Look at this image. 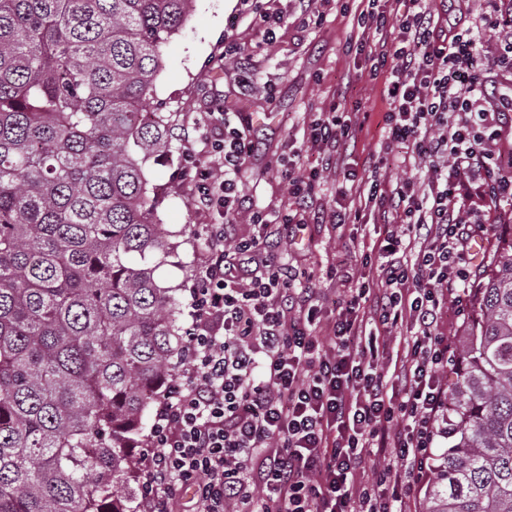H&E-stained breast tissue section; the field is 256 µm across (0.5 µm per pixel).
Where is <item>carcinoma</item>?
Returning a JSON list of instances; mask_svg holds the SVG:
<instances>
[{
  "instance_id": "obj_1",
  "label": "carcinoma",
  "mask_w": 512,
  "mask_h": 512,
  "mask_svg": "<svg viewBox=\"0 0 512 512\" xmlns=\"http://www.w3.org/2000/svg\"><path fill=\"white\" fill-rule=\"evenodd\" d=\"M193 0H0V512H135L180 356L144 111ZM423 512H512V236L473 289Z\"/></svg>"
}]
</instances>
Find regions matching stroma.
Returning <instances> with one entry per match:
<instances>
[{"mask_svg": "<svg viewBox=\"0 0 512 512\" xmlns=\"http://www.w3.org/2000/svg\"><path fill=\"white\" fill-rule=\"evenodd\" d=\"M257 7L253 14L241 10L238 0H194L185 27L163 48L162 68L145 104L146 111L163 113L171 125L168 147L153 154L145 169L161 222L177 245L156 275L161 286L179 289L185 327L191 323L193 274L204 255L199 231L202 225L224 221L222 209L202 213L191 204L194 173L185 162L187 149H194L203 166L224 168L223 159L209 151L205 128L198 125L205 113L252 114L258 151L239 189L260 207L288 206V184L275 159L303 148L309 123L335 105L349 112L353 138L337 169L315 182L316 209H339L344 170L363 171L378 157L390 181L424 177L422 165L402 162L386 148L385 85L371 76L368 59V47L378 36L357 24L363 0H314L309 6L304 0H259ZM262 12L280 16L275 29L260 22ZM231 43L238 56H225L224 47ZM383 231L365 211L338 228L310 224L293 237L280 232L273 248L304 286L318 290L327 322L345 289L335 276L338 261H345L353 279L375 278L379 259L372 246Z\"/></svg>", "mask_w": 512, "mask_h": 512, "instance_id": "stroma-1", "label": "stroma"}]
</instances>
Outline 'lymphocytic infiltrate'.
Instances as JSON below:
<instances>
[{
	"label": "lymphocytic infiltrate",
	"instance_id": "obj_1",
	"mask_svg": "<svg viewBox=\"0 0 512 512\" xmlns=\"http://www.w3.org/2000/svg\"><path fill=\"white\" fill-rule=\"evenodd\" d=\"M436 2L368 0L361 13L381 34L369 58L385 79L387 143L426 168L429 190L386 184L377 164L346 173L385 236L377 280L348 289L329 324L270 238L305 228L313 184L350 136L345 113L308 126L314 167L284 164L289 209L243 208L238 183L257 150L244 113L208 140L221 175L186 153L195 207H221L225 221L202 227L180 368L138 459L140 512H183L185 489L184 512H407L431 474L453 360L439 324L449 303H471L465 227L512 222V149L501 147L512 137V0H484L479 13L471 0ZM242 214L254 228L245 238L233 233ZM406 320L412 332L384 371L378 334ZM384 459L354 485L356 470Z\"/></svg>",
	"mask_w": 512,
	"mask_h": 512
}]
</instances>
